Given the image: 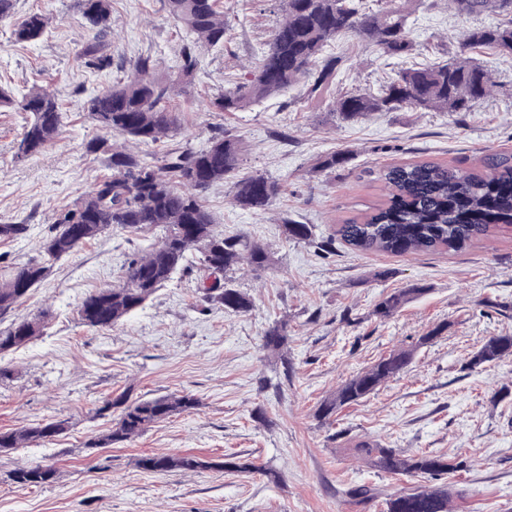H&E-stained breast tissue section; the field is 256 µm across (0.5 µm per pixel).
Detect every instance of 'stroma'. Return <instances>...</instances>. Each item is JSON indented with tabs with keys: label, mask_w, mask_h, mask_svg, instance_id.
I'll list each match as a JSON object with an SVG mask.
<instances>
[{
	"label": "stroma",
	"mask_w": 512,
	"mask_h": 512,
	"mask_svg": "<svg viewBox=\"0 0 512 512\" xmlns=\"http://www.w3.org/2000/svg\"><path fill=\"white\" fill-rule=\"evenodd\" d=\"M393 3L410 14L417 45L411 65L451 58L463 31L495 20L456 14L448 0L429 8L418 0ZM221 4L226 47L202 52L188 94L175 99L179 132L141 151L160 163L227 130L241 143L240 174L282 183V195L266 211L234 206L225 182L202 198L218 231L246 235L269 253L265 269L227 275L253 306L232 312L206 303L204 273L192 255L186 270L142 308L97 331L81 322V300L119 284L127 255L145 250L156 232L112 228L53 264L13 314L0 318L2 329L13 318L52 310L38 336L0 361L11 371L0 382V432L50 420L68 421L69 428L55 440L0 455V512H384L388 496L435 481L375 471L355 451L363 441L459 462V470L437 480L465 489L455 512H512V356L470 366L489 337L512 335V228L457 252L409 255L359 252L331 238L346 218L381 201L379 168L431 159L470 169L486 154H512V58L470 49L495 81L475 111L403 109L343 123L331 115L337 95L378 91L395 69L350 35L328 48L341 60L328 92L311 94L303 79L227 115L212 111L210 98L249 80L282 11L280 0ZM34 11L49 16L48 35L14 43L13 22ZM88 35L73 0H16L12 22L0 24V87L18 96L46 89L64 116L44 151L19 159L15 147L29 115L0 110V224L28 227L23 238L0 239V280L39 258L55 213L108 173L86 149L99 134L86 100L126 78L141 55L153 57L157 76H174L185 42L164 0H112L109 70L79 66L76 51ZM333 151L347 154L348 164L314 172L315 160ZM288 220L311 225L312 237L289 238ZM416 285L423 294L400 312L375 315L382 295ZM279 322L287 323L288 339L272 351L264 335ZM437 326L442 334L430 338ZM398 349L413 353L399 374L360 403L318 416L346 380ZM166 394H191L199 404L133 441L91 447L112 425L111 417L95 414L103 402ZM162 453H190L210 466L157 473L138 467L141 456ZM231 458L253 463V471L222 468ZM37 463L56 468L55 482L9 481L15 467ZM270 469L277 479L267 477ZM355 485L375 488L376 497L352 503L347 491Z\"/></svg>",
	"instance_id": "stroma-1"
}]
</instances>
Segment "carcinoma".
Masks as SVG:
<instances>
[{"label": "carcinoma", "instance_id": "carcinoma-1", "mask_svg": "<svg viewBox=\"0 0 512 512\" xmlns=\"http://www.w3.org/2000/svg\"><path fill=\"white\" fill-rule=\"evenodd\" d=\"M169 15L182 28L187 43L179 54L174 79L154 74L150 57H140L127 77L89 97L85 108L102 136L88 143V150L100 153L111 174L73 205L55 215L43 242V255L0 282V316L12 312L31 288L44 280L53 262L74 253L82 244L111 227L137 234L162 231L160 241L144 252L129 255L123 264L119 285L89 293L78 312L82 322L95 329L118 325L124 318L169 282L182 268L188 252L200 254L201 268L211 274L227 273L243 260L254 268L267 266L266 250L248 237L229 239L216 233L201 193L217 182L234 176L239 167L240 142L228 131L213 136L202 149L171 154L164 166L148 156L116 146L109 137L118 135L135 144L157 143L179 131L180 119L170 108L171 100L187 92L192 84L202 48H222L227 26L219 0H165ZM455 10L468 15L492 13L502 17L496 24L469 29L462 45L488 47L512 57V0H448ZM88 27L95 35L76 52L81 66L95 72L112 67V54L105 36L110 28L112 0H75ZM283 18L262 50L253 77L213 97L209 108L216 112H240L278 95L303 78H312L311 92L336 82V59L322 57L325 46L345 34H353L376 47L389 59L412 54L416 44L409 36V13L394 7L373 10L365 0H282ZM50 18L32 12L13 25L11 35L18 44L35 43L49 32ZM491 72L470 57L454 58L428 66L400 68L376 93H349L337 98L333 113L343 122L355 121L372 112L415 111L470 112L491 92ZM17 106L30 113L15 155L26 158L42 152L58 134L62 112L55 97L32 90L15 101L11 92L0 88V108ZM348 156L332 152L320 157L319 172L345 166ZM485 171L475 172L432 161L386 166L377 180L386 190L382 204L357 219L338 225L331 238H340L358 251L393 254L459 251L489 238L495 230L512 225V156L492 153L483 159ZM282 192L281 183L262 174L235 179L233 201L247 210L268 209ZM26 224H0V239L15 240L26 235ZM204 299L234 312L252 307L250 297L236 288L205 287ZM415 286L392 291L375 305V313L389 318L422 294ZM47 313L13 320L0 330V357L30 342L39 332ZM288 336L287 324L271 327L265 346L278 350ZM512 354V336H492L473 355L470 366L480 368ZM407 350H394L367 370L348 379L336 395L318 409L328 417L338 409L355 404L411 360ZM122 406L108 432L97 445L129 442L153 424L175 414L192 410L199 401L192 395H162L106 402ZM64 431L61 421H49L19 430L0 432V453L29 444L50 441ZM356 452L367 464L395 475L423 474L431 478L461 467L448 457L432 453L407 455L397 448L363 441ZM140 465L150 472L173 469L194 470L213 463L192 454L146 455ZM56 469L31 465L12 470L9 479L22 486H44L54 482ZM463 491L446 485L421 486L385 499V512H451L455 498Z\"/></svg>", "mask_w": 512, "mask_h": 512}]
</instances>
